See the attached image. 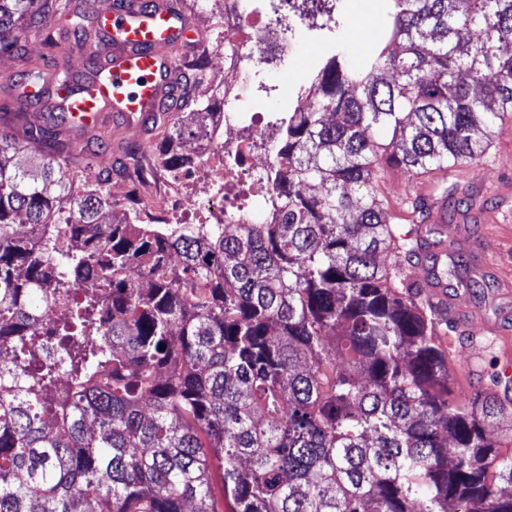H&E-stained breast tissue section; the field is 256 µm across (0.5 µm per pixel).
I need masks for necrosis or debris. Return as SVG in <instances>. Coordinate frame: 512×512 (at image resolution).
I'll use <instances>...</instances> for the list:
<instances>
[{"label":"necrosis or debris","mask_w":512,"mask_h":512,"mask_svg":"<svg viewBox=\"0 0 512 512\" xmlns=\"http://www.w3.org/2000/svg\"><path fill=\"white\" fill-rule=\"evenodd\" d=\"M295 0H283L278 16L263 9H242L241 0H215L213 11L224 21L211 50L224 58V105L214 122L217 130L203 147L200 162L210 173L199 184L194 174L157 171L152 194L137 205L140 218L151 224H185L190 216L203 215L205 223L222 224L238 231L255 202L272 190L278 168V137L259 112L247 113L257 103L251 64L261 58L279 57V27L288 21L304 25L295 17Z\"/></svg>","instance_id":"necrosis-or-debris-1"}]
</instances>
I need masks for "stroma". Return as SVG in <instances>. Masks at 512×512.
I'll return each instance as SVG.
<instances>
[{"label":"stroma","mask_w":512,"mask_h":512,"mask_svg":"<svg viewBox=\"0 0 512 512\" xmlns=\"http://www.w3.org/2000/svg\"><path fill=\"white\" fill-rule=\"evenodd\" d=\"M343 23L336 33L325 30H300L288 42V55L260 72L263 82L274 83L281 70L302 76L311 72L326 53L331 38L343 40L352 59H359L385 41V0H343ZM186 64L179 77V92L194 91L196 100L210 96L222 80L220 64L205 66V47L202 42L184 45L180 50ZM72 139L92 162L91 173L104 183L118 202L113 210L115 219H122L129 205L127 186L119 176L127 163L125 153L98 146L93 131H73ZM449 181L480 190L485 203L464 218L463 205L446 207L431 196L429 185H420L438 218V229L445 234V247L454 249L463 268L487 273L492 285L475 295L457 278H449L441 288L451 306L456 307L455 319L461 332L443 341L450 364L469 368L470 381L453 385L454 397L468 398L489 389L491 376L507 370L508 363L501 354L504 339L512 340V130L495 135L486 158L475 167L449 171Z\"/></svg>","instance_id":"stroma-1"}]
</instances>
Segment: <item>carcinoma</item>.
I'll use <instances>...</instances> for the list:
<instances>
[{
	"label": "carcinoma",
	"mask_w": 512,
	"mask_h": 512,
	"mask_svg": "<svg viewBox=\"0 0 512 512\" xmlns=\"http://www.w3.org/2000/svg\"><path fill=\"white\" fill-rule=\"evenodd\" d=\"M73 0H0V55L91 49ZM388 41H340L312 96L273 112L271 218H112L70 128L0 101V512H512V377L450 398L457 322L407 268L432 241L412 190L394 224L374 193L482 162L512 120V0H389ZM29 84L66 81L26 59ZM195 103L169 136L209 132ZM51 153L15 159V134ZM165 350H159L160 345ZM222 471V495L212 488ZM410 184L409 176L405 170L392 167H385L381 173V179L376 184V189L380 196H384L391 205V215H397L401 218H407L405 210L402 208V200Z\"/></svg>",
	"instance_id": "cac0c4a2"
}]
</instances>
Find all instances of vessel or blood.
<instances>
[{
	"mask_svg": "<svg viewBox=\"0 0 512 512\" xmlns=\"http://www.w3.org/2000/svg\"><path fill=\"white\" fill-rule=\"evenodd\" d=\"M95 25L104 39L94 74L79 83L29 88L35 105L51 101L70 117L74 129L113 121L132 128L149 121L173 85L170 48L200 40L172 0H154L150 9L138 0H116L98 11Z\"/></svg>",
	"mask_w": 512,
	"mask_h": 512,
	"instance_id": "b4317fda",
	"label": "vessel or blood"
}]
</instances>
